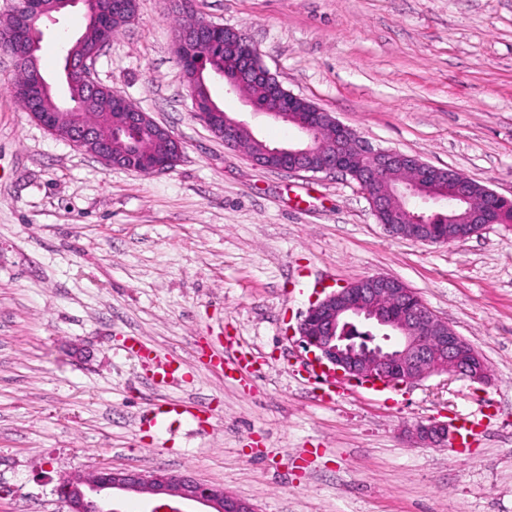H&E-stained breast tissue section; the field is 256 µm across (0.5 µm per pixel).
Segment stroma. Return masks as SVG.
Listing matches in <instances>:
<instances>
[{
    "mask_svg": "<svg viewBox=\"0 0 512 512\" xmlns=\"http://www.w3.org/2000/svg\"><path fill=\"white\" fill-rule=\"evenodd\" d=\"M247 34L264 67L373 146L456 169L512 198V0H194ZM170 0L92 65L184 145L171 169L106 168L53 137L10 92L0 52V512H68L61 475L101 462L188 472L256 512H512V223L450 244L390 237L350 176L260 168L194 116ZM78 10L47 23L41 70L61 85ZM270 143L293 129L210 81ZM414 289L483 356L492 381L435 375L373 394L308 382L292 335L310 302L365 276ZM252 359L225 379L226 337ZM182 362L173 385L158 361ZM192 403L206 430L141 427ZM482 421L467 446L407 429ZM408 432L419 442L427 444H439L448 438V426L436 420H429L427 424L417 422L408 428Z\"/></svg>",
    "mask_w": 512,
    "mask_h": 512,
    "instance_id": "1",
    "label": "stroma"
}]
</instances>
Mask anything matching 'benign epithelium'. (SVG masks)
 I'll return each mask as SVG.
<instances>
[{"label":"benign epithelium","instance_id":"7a95c632","mask_svg":"<svg viewBox=\"0 0 512 512\" xmlns=\"http://www.w3.org/2000/svg\"><path fill=\"white\" fill-rule=\"evenodd\" d=\"M85 5V0H20L14 15L22 22L0 34V38L14 43L27 39L29 26L23 22L28 16L42 14L46 17L68 7ZM121 17L129 22L127 0H104L93 15L96 25L104 20ZM216 23L204 18L175 34L176 55L181 57L192 44L204 40L208 30ZM110 43L106 36L92 51L84 53L68 63L65 76L80 86L90 98L101 97L105 86L94 79L91 66ZM239 58L236 77L227 81L233 91L240 81L259 82L267 77L266 70L258 62L257 49L245 39L234 47ZM33 77V92L21 97L23 106L40 100L49 89V82L34 62H29ZM108 100L119 102L124 109V120L113 128L121 138L129 131H144L157 122L148 113L138 109L122 96L111 93ZM293 106L279 94H272L264 103L261 113L288 122L300 133L298 141L288 145L263 143V150L251 156L254 164L266 167V158L275 157L274 169L288 173L335 174L347 173L349 164L360 163L362 176L357 180L372 211L381 215L391 205L419 194L430 186L431 173L437 167L414 156L393 149H373L351 128L333 118L330 113L315 104L308 106L304 121L291 118ZM224 125L219 139L227 147L239 146V134L247 129L240 119L223 114ZM35 121L52 135L77 147L91 150V154L104 165L112 168V142L99 138L97 130L77 119L69 126L59 128L52 112H41ZM162 149L166 159L146 171L153 175L176 165L183 155V144L166 127ZM414 166V172L400 184L388 183L383 174L395 169ZM455 190L454 200L470 201L468 177L461 173L448 176ZM490 204L474 224H494L490 217L493 202L506 197L488 190ZM388 235L407 238L414 242L435 243V239L419 233L408 234L396 224L383 225ZM294 333L297 345L314 354V358L331 368L339 378L347 381L384 382L389 386L402 387L422 381L432 375L463 377L473 383L484 384L490 373L486 362L477 350L460 336L448 322L439 317L411 288L392 276L372 275L350 282L316 299L297 322ZM421 443L439 444L448 438V426L436 420L425 424L417 422L408 428ZM58 494L68 506V512H112V502L117 496L148 494L159 501L153 512H170L171 504L194 502L208 508V512H256L253 504L223 489L204 483L187 474H169L161 471L141 472L116 470L102 463L84 477L71 474L61 479Z\"/></svg>","mask_w":512,"mask_h":512}]
</instances>
